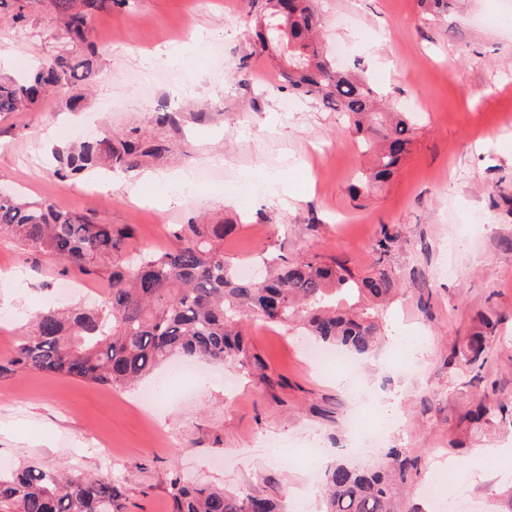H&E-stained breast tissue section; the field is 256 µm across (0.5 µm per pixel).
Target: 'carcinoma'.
Masks as SVG:
<instances>
[{
    "label": "carcinoma",
    "instance_id": "cac0c4a2",
    "mask_svg": "<svg viewBox=\"0 0 512 512\" xmlns=\"http://www.w3.org/2000/svg\"><path fill=\"white\" fill-rule=\"evenodd\" d=\"M63 19L60 49L21 80H0V115L38 104L46 93L92 82L100 50L89 39L88 13L109 0H52ZM255 35L261 50L274 48L281 81L299 96L343 113L373 150L371 166L350 185L354 199L389 181L412 144L414 122L399 112L392 121L362 78L341 71L314 39L320 20L313 0H251ZM165 147L148 142L137 128L110 130L66 154L61 178L80 176L99 164L127 170L146 158L158 159ZM231 224H201L190 219L170 230L174 247L162 252L127 250L132 229L99 224L59 210L48 200L27 201L0 195V234L39 252L55 255L92 275L116 252L122 264L108 272L101 301L68 312L38 313L29 334L0 363V377L21 371L66 376L112 387L130 385L177 354L251 371L261 362L250 347L247 323L258 320L289 327L300 324L322 344L356 356L371 355L382 336L378 306L399 288L384 268L357 277L340 262L314 254L301 262H279L259 280L243 279L224 257ZM454 352L461 370L482 367L486 336L495 322ZM504 411L482 401L477 421ZM386 466L359 471L342 462L322 469V512H395L396 500L416 470L404 449L385 451ZM174 512H279L277 503L248 491L227 493L206 483L169 479ZM0 512H125V492L107 474L94 479L69 477L37 465L0 473Z\"/></svg>",
    "mask_w": 512,
    "mask_h": 512
}]
</instances>
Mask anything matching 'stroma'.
<instances>
[{
  "label": "stroma",
  "mask_w": 512,
  "mask_h": 512,
  "mask_svg": "<svg viewBox=\"0 0 512 512\" xmlns=\"http://www.w3.org/2000/svg\"><path fill=\"white\" fill-rule=\"evenodd\" d=\"M328 47L346 45L338 66L358 69L392 112L415 115L409 154L366 199L349 185L368 159L342 113L282 88L253 40L248 0H116L90 18L101 55L98 76L78 110L65 91L33 109L0 116V187L29 200L131 225L132 245L169 248L173 225L196 219L230 224L224 255L235 267L295 262L317 253L365 276L376 264L399 290L380 311L375 356L359 361L366 420L397 416L387 445L417 459L404 508L504 512L512 457L473 463L478 448L512 441V422L473 424L467 411L486 394L512 409V0H462L431 15L420 0H316ZM52 0H38L26 26L0 19V77L32 71L59 44ZM180 50L168 60L170 49ZM178 113L159 126L160 109ZM136 127L166 143L157 161L78 178L56 174V155L82 130ZM180 172L198 193L166 181ZM487 219L470 224L469 213ZM398 240L385 261L382 230ZM88 283L90 295L67 292ZM106 277L65 270L55 257L0 238V359L8 358L43 309L87 303ZM498 321L486 342L482 374L460 371L455 350L481 325ZM270 384L232 365L223 382L170 380V364L137 385L115 389L78 379L20 372L0 379V458L72 474L109 473L126 490L127 512H173L171 474L227 491L284 502L288 512H320L307 460L376 466L375 454L348 449L351 400L308 354L299 329L247 326ZM422 341L419 379L396 372L398 339ZM157 391L143 401L146 389ZM468 483L450 501L434 487L435 469Z\"/></svg>",
  "instance_id": "obj_1"
}]
</instances>
